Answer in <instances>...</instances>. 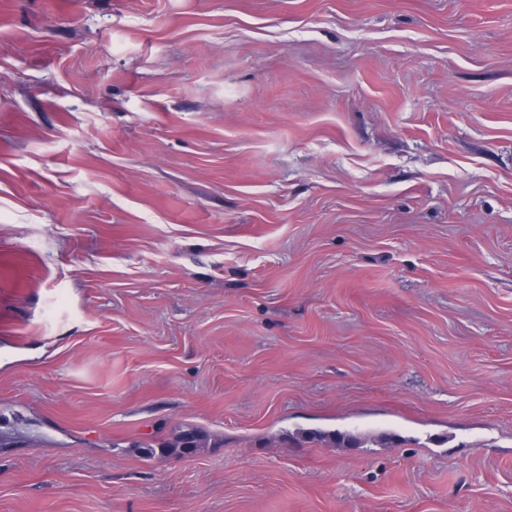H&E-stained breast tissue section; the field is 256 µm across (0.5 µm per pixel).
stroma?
<instances>
[{
  "label": "stroma",
  "mask_w": 512,
  "mask_h": 512,
  "mask_svg": "<svg viewBox=\"0 0 512 512\" xmlns=\"http://www.w3.org/2000/svg\"><path fill=\"white\" fill-rule=\"evenodd\" d=\"M0 512H512V0H0Z\"/></svg>",
  "instance_id": "obj_1"
}]
</instances>
